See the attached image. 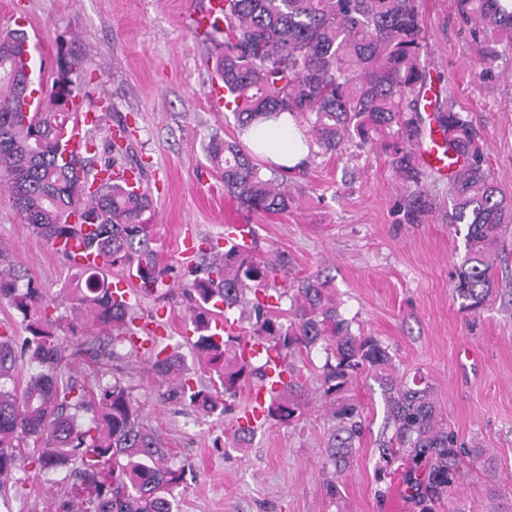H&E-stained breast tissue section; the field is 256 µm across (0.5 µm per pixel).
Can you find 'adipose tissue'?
I'll list each match as a JSON object with an SVG mask.
<instances>
[{"label":"adipose tissue","mask_w":512,"mask_h":512,"mask_svg":"<svg viewBox=\"0 0 512 512\" xmlns=\"http://www.w3.org/2000/svg\"><path fill=\"white\" fill-rule=\"evenodd\" d=\"M242 139L249 148L276 166L292 168L309 156L302 130L286 113L277 120L250 126Z\"/></svg>","instance_id":"adipose-tissue-1"}]
</instances>
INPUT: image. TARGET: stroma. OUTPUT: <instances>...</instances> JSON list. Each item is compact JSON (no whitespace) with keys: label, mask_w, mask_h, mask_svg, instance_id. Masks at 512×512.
Returning <instances> with one entry per match:
<instances>
[{"label":"stroma","mask_w":512,"mask_h":512,"mask_svg":"<svg viewBox=\"0 0 512 512\" xmlns=\"http://www.w3.org/2000/svg\"><path fill=\"white\" fill-rule=\"evenodd\" d=\"M207 0H0V30L21 29L35 58L54 63L58 50L78 58L90 95L82 111L111 105L101 125L84 127L95 146L86 154L97 170L111 151V131L127 123L129 158L145 167L163 259L178 282L187 266L178 256L182 226L198 241H223L228 224H250L259 251L287 252L303 272L325 271L352 329L387 346L400 373L428 375L447 426L468 448L494 462H475L453 506L458 512H512V226L496 253L497 286L483 309L463 310L451 293L465 251L463 232L450 228L449 179L422 169L418 182L394 172L380 145L348 144L331 156L313 148L303 173L291 174L292 203L279 215L250 213L224 195L203 150L211 137L235 136L233 121L211 111L206 90L214 78L208 56L214 40L193 28ZM426 63L435 87L451 89L458 108L481 137L488 167L512 196V48L492 74L478 78L469 38L453 0H426ZM432 209L422 223L405 224L399 208L414 190ZM0 246L26 270L59 314L70 312L64 286L68 261L39 237L0 195ZM188 302L139 297L134 311L150 319L163 311L166 345L177 348L202 380L187 341ZM302 415L267 424L238 444L223 425L165 397L145 362L121 372L145 423L166 441L175 464L188 463L180 512H417L400 481L384 477L379 455L386 405L375 381L360 383L366 433L350 468L328 495L322 464L331 423L317 374L325 361L313 351ZM66 467L44 473L35 488L0 498V512H55L68 483Z\"/></svg>","instance_id":"obj_1"}]
</instances>
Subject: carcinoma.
<instances>
[{"label": "carcinoma", "mask_w": 512, "mask_h": 512, "mask_svg": "<svg viewBox=\"0 0 512 512\" xmlns=\"http://www.w3.org/2000/svg\"><path fill=\"white\" fill-rule=\"evenodd\" d=\"M468 28L472 61L490 73L499 47L512 46V10L501 0H454ZM424 0H224V52L215 57V77L224 83L237 128L288 113L314 117L311 143L330 154L345 149L352 135L364 144L389 147L391 165L416 181L421 165L417 146L425 135L421 101L431 81L422 62L426 52ZM27 34L0 33V183L12 204L39 235L53 244L80 235L103 269L70 267L71 315H54L42 289L16 267L0 247V300L24 318L28 336L17 344L0 332V497L38 475L73 465L74 490L62 495L57 512H174L186 465L172 464L165 441L143 422L133 388L120 377L91 392L72 379L74 360L106 365L148 357L170 395L203 415L224 422L227 399L264 379L263 366L228 360L230 342L210 331L213 307L237 308L251 324V339L263 342L285 361L287 378L272 394L264 421L290 424L301 415L305 386L300 358L318 346L327 354L319 375L332 428L325 454L332 467L326 491L350 467L366 417L356 394L361 379L379 386L392 429L380 448L386 459L397 448L409 468L403 482L419 512L453 503L472 450L457 446L448 433L428 377L397 374L389 348L374 336L352 331L339 313L331 280L297 271L292 258L276 250L261 259L253 246L198 248L191 278L179 283L191 300L188 320L192 347L208 381L187 377L181 355L134 342L140 321L131 306L113 300L106 272L114 269L145 295L166 285L170 265L154 231L153 202L142 191L106 180L90 191L84 160L66 154L85 87L74 75L81 63L57 53V71L43 105L24 111L34 90L23 51ZM433 112L446 151L460 164L451 174L448 224L467 226L465 255L456 267L453 298L477 312L496 288L493 253L512 224V197L498 187L486 165L479 135L457 110L451 93L435 95ZM397 129L393 144L381 142ZM224 194L251 212L288 211L287 170L266 176L254 155L234 139L212 137L206 146ZM108 170L128 169L125 152L112 143ZM430 203L420 191L400 207L403 220L418 224ZM288 298L289 318L280 309ZM125 354H120L121 350ZM35 366L16 385L18 361ZM21 471L24 477H15Z\"/></svg>", "instance_id": "obj_1"}]
</instances>
